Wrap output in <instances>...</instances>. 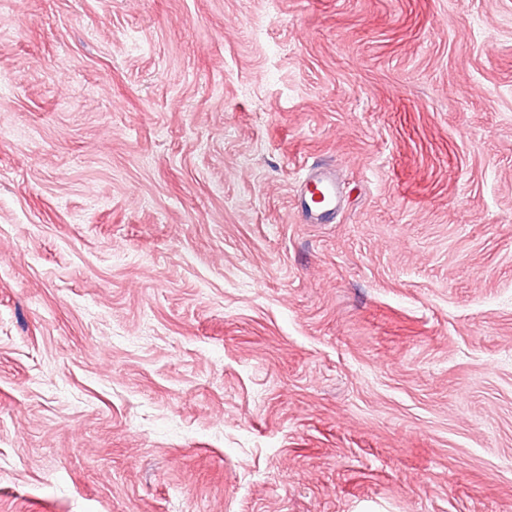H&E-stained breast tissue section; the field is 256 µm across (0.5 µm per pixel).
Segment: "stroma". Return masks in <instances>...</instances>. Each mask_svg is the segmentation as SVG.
I'll use <instances>...</instances> for the list:
<instances>
[{"instance_id": "stroma-1", "label": "stroma", "mask_w": 512, "mask_h": 512, "mask_svg": "<svg viewBox=\"0 0 512 512\" xmlns=\"http://www.w3.org/2000/svg\"><path fill=\"white\" fill-rule=\"evenodd\" d=\"M0 512H512V0H0ZM339 189L332 170L325 167L312 169L300 183L301 209L309 220L332 213L336 209Z\"/></svg>"}]
</instances>
